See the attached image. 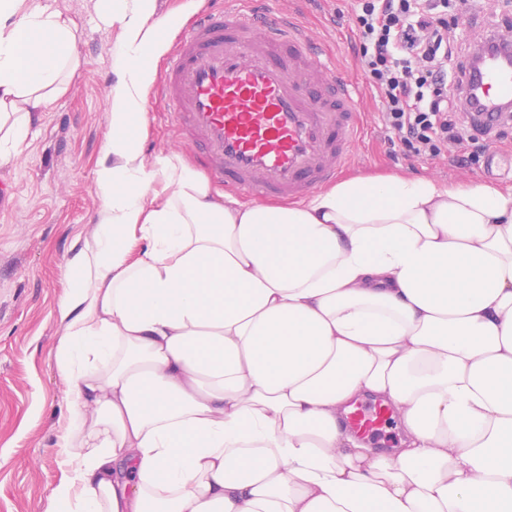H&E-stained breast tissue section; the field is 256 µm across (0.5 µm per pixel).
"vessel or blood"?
Masks as SVG:
<instances>
[{
  "mask_svg": "<svg viewBox=\"0 0 512 512\" xmlns=\"http://www.w3.org/2000/svg\"><path fill=\"white\" fill-rule=\"evenodd\" d=\"M473 111L512 110V44L489 41L467 74ZM173 125L225 191L303 200L352 163L361 95L349 73L310 41L303 19L269 0H228L178 38L157 83ZM387 408L353 410L349 424L377 438Z\"/></svg>",
  "mask_w": 512,
  "mask_h": 512,
  "instance_id": "b4317fda",
  "label": "vessel or blood"
}]
</instances>
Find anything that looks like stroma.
<instances>
[{"mask_svg":"<svg viewBox=\"0 0 512 512\" xmlns=\"http://www.w3.org/2000/svg\"><path fill=\"white\" fill-rule=\"evenodd\" d=\"M75 35L76 66L66 91L32 115L20 154L0 164V512H47L52 490L71 478L66 450L70 388L54 363L64 325L65 271L91 244L102 201L95 174L110 135L109 96L116 81L117 32L97 0H41ZM294 9L309 35L364 85L351 32V0H276ZM371 91L361 101L364 135L351 174L398 173L467 186L512 188V163L496 172L460 167L448 157L407 160L382 125ZM146 160L175 155L195 165L192 147L169 123L156 97L146 105Z\"/></svg>","mask_w":512,"mask_h":512,"instance_id":"obj_1","label":"stroma"}]
</instances>
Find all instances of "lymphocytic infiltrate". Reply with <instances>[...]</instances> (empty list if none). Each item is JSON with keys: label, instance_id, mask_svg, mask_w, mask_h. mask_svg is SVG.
Masks as SVG:
<instances>
[{"label": "lymphocytic infiltrate", "instance_id": "lymphocytic-infiltrate-1", "mask_svg": "<svg viewBox=\"0 0 512 512\" xmlns=\"http://www.w3.org/2000/svg\"><path fill=\"white\" fill-rule=\"evenodd\" d=\"M472 0H353L355 53L380 105L382 124L405 152L437 157L457 144L458 165L479 164L504 140L512 113L476 122L464 90L475 44L461 45L449 12Z\"/></svg>", "mask_w": 512, "mask_h": 512}]
</instances>
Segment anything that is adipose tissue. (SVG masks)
Returning <instances> with one entry per match:
<instances>
[{"instance_id": "ef3b65f1", "label": "adipose tissue", "mask_w": 512, "mask_h": 512, "mask_svg": "<svg viewBox=\"0 0 512 512\" xmlns=\"http://www.w3.org/2000/svg\"><path fill=\"white\" fill-rule=\"evenodd\" d=\"M103 2V205L55 353L75 476L49 512H512V192L389 174L220 198L143 154L177 17ZM74 44L40 0H0V163ZM363 397L398 414L399 447L348 425Z\"/></svg>"}]
</instances>
